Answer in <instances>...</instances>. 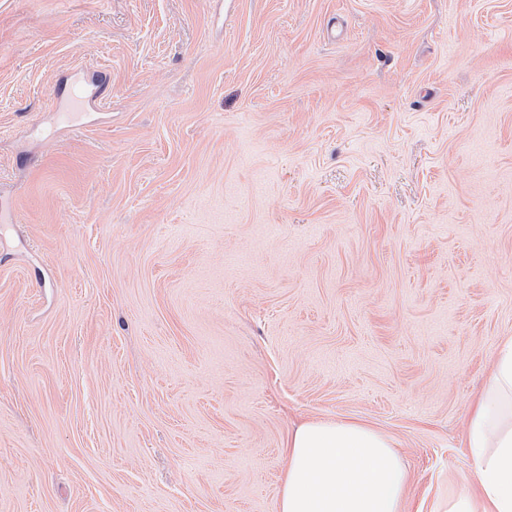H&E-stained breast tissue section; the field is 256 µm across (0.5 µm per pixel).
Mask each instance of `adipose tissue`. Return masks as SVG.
Returning <instances> with one entry per match:
<instances>
[{
  "mask_svg": "<svg viewBox=\"0 0 512 512\" xmlns=\"http://www.w3.org/2000/svg\"><path fill=\"white\" fill-rule=\"evenodd\" d=\"M466 446L475 481L449 495L448 512H512V336L498 344L469 417ZM284 448L277 512H398L408 474L383 432L356 421L314 419L293 429Z\"/></svg>",
  "mask_w": 512,
  "mask_h": 512,
  "instance_id": "ef3b65f1",
  "label": "adipose tissue"
}]
</instances>
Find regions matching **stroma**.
I'll return each mask as SVG.
<instances>
[{
  "instance_id": "1",
  "label": "stroma",
  "mask_w": 512,
  "mask_h": 512,
  "mask_svg": "<svg viewBox=\"0 0 512 512\" xmlns=\"http://www.w3.org/2000/svg\"><path fill=\"white\" fill-rule=\"evenodd\" d=\"M1 201L0 512H277L330 418L446 512L512 336V0H0ZM104 91L103 86L90 84L86 81L78 82L69 94L65 107L61 110V118L75 130L79 127V112H83L85 100L88 96L98 98Z\"/></svg>"
}]
</instances>
